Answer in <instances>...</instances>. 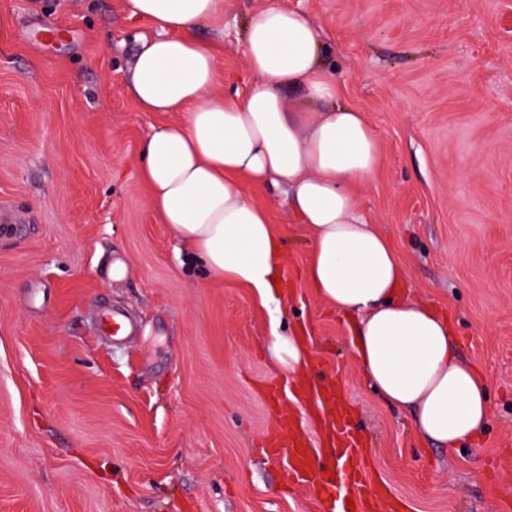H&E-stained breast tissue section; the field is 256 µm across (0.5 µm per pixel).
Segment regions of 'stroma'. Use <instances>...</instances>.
<instances>
[{"label":"stroma","instance_id":"obj_1","mask_svg":"<svg viewBox=\"0 0 512 512\" xmlns=\"http://www.w3.org/2000/svg\"><path fill=\"white\" fill-rule=\"evenodd\" d=\"M316 26L343 101L382 143L359 197L414 296L450 316L488 384L484 434L423 441L366 382L353 324L303 276L311 242L282 189L252 188L284 241L288 314L309 376L334 382L368 441L373 479L404 512H500L512 500V0H224L196 35L225 92L252 80L242 26L270 5ZM123 0H0V512H319L255 444L287 374L266 308L177 261L149 203L140 147L171 112L129 95L139 36ZM134 314L112 342L102 307Z\"/></svg>","mask_w":512,"mask_h":512}]
</instances>
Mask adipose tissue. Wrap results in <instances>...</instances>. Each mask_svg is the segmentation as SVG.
I'll return each instance as SVG.
<instances>
[{
  "label": "adipose tissue",
  "mask_w": 512,
  "mask_h": 512,
  "mask_svg": "<svg viewBox=\"0 0 512 512\" xmlns=\"http://www.w3.org/2000/svg\"><path fill=\"white\" fill-rule=\"evenodd\" d=\"M153 22L140 36L130 93L143 111L178 112L141 151L150 203L177 242L176 255L208 275L249 288L273 318L283 313V242L251 185L287 189L289 214L312 244L304 276L354 321V354L368 384L410 410L417 433L451 448L478 439L490 413L482 371L461 362L449 318L414 300L390 239L356 186L376 174L382 147L365 112L343 102L312 21L272 5L246 20L244 93L220 94L216 56L195 32L224 0H125ZM269 349L294 376L308 367L303 337L272 334Z\"/></svg>",
  "instance_id": "1"
}]
</instances>
